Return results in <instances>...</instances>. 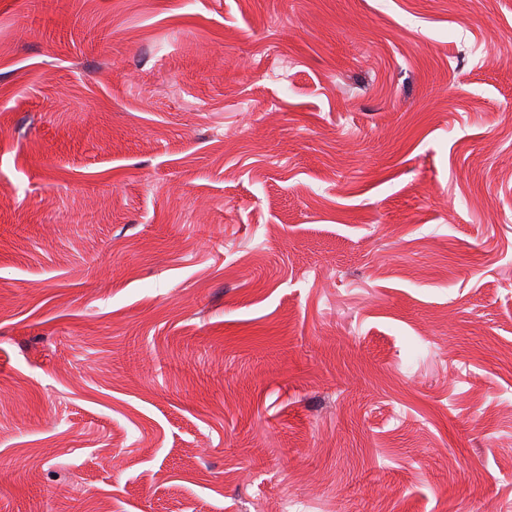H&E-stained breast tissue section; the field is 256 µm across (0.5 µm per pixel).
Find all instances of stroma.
Wrapping results in <instances>:
<instances>
[{
	"mask_svg": "<svg viewBox=\"0 0 512 512\" xmlns=\"http://www.w3.org/2000/svg\"><path fill=\"white\" fill-rule=\"evenodd\" d=\"M287 499L512 512V0H0V512Z\"/></svg>",
	"mask_w": 512,
	"mask_h": 512,
	"instance_id": "stroma-1",
	"label": "stroma"
}]
</instances>
